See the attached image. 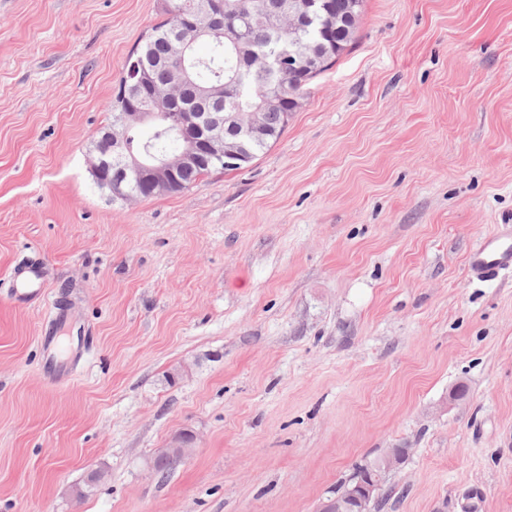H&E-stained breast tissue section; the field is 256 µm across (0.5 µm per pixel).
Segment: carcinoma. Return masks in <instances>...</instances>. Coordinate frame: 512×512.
<instances>
[{
	"label": "carcinoma",
	"instance_id": "cac0c4a2",
	"mask_svg": "<svg viewBox=\"0 0 512 512\" xmlns=\"http://www.w3.org/2000/svg\"><path fill=\"white\" fill-rule=\"evenodd\" d=\"M224 8L210 13L211 27L221 33L220 38L203 36L193 44L192 73L195 86L181 88L179 105L184 112H199L193 105L196 87L225 84L236 81V88L224 95V112H252L269 99L264 109L263 136L249 145L251 159L276 143L284 133L292 112L303 98L306 86L328 66L335 63L354 42L357 28L336 27L329 24L328 15L346 17L352 11V0H323L324 7L308 14L307 20L298 25L288 24V0H223ZM264 7L274 22L270 26H248V9ZM167 18L151 28L138 41L132 53L144 59V79L148 87H172L173 70L181 60L173 52V42L178 28L177 15L165 10ZM289 49L299 64L291 71L278 73L270 83L260 88L242 75L253 70L257 57H271ZM136 149L162 150L175 143L174 138L159 127L144 139L137 132H130ZM224 163L203 161L197 165L180 168L175 173L171 192H180L193 185L202 176Z\"/></svg>",
	"mask_w": 512,
	"mask_h": 512
}]
</instances>
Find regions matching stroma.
I'll return each instance as SVG.
<instances>
[{"label": "stroma", "mask_w": 512, "mask_h": 512, "mask_svg": "<svg viewBox=\"0 0 512 512\" xmlns=\"http://www.w3.org/2000/svg\"><path fill=\"white\" fill-rule=\"evenodd\" d=\"M164 18L0 0V512H319L386 448L372 512H512V271L467 267L512 225V0H363L258 159L115 199L91 142ZM190 439L185 435H177L172 438L167 448H163L154 460V467L158 463L175 464L190 455Z\"/></svg>", "instance_id": "1"}]
</instances>
